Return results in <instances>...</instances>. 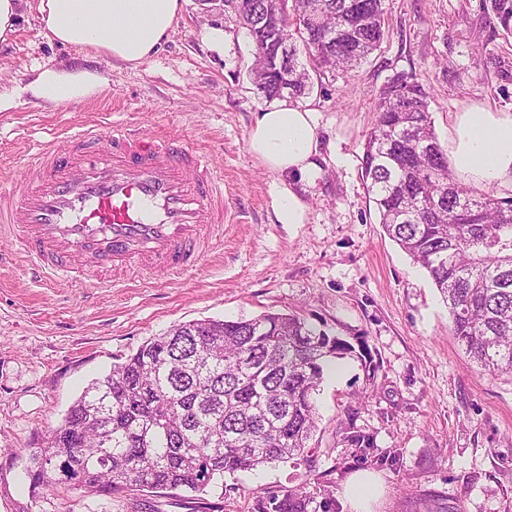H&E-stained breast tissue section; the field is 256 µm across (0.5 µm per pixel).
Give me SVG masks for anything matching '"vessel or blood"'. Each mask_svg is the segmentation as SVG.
I'll use <instances>...</instances> for the list:
<instances>
[{"mask_svg":"<svg viewBox=\"0 0 512 512\" xmlns=\"http://www.w3.org/2000/svg\"><path fill=\"white\" fill-rule=\"evenodd\" d=\"M223 222L224 183L193 144L139 128L93 126L46 143L0 192V224L49 282L192 269Z\"/></svg>","mask_w":512,"mask_h":512,"instance_id":"1","label":"vessel or blood"}]
</instances>
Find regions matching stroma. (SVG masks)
<instances>
[{
	"mask_svg": "<svg viewBox=\"0 0 512 512\" xmlns=\"http://www.w3.org/2000/svg\"><path fill=\"white\" fill-rule=\"evenodd\" d=\"M388 36L349 70L312 74L299 98L315 114L320 173L294 180L307 205L301 224L278 223L283 180L247 149L255 112L268 101L249 78L254 45L221 0H185L169 38L143 65L52 41L36 11L0 44V92L11 93L47 66L86 65L104 79L93 98L58 105L30 96L0 112V171L21 167L52 132L99 120L169 132L198 145L224 178L227 217L212 250L179 276L154 272L109 285L77 275L62 283L32 278L10 229L0 230V512H188L184 494L133 499L61 488L32 495L27 451L95 378L145 340L193 320L293 313L350 342L330 363L315 395L318 431L295 462L225 475L212 487L215 512H251L256 496L314 484L315 507L335 501L364 462L342 447L349 408L375 447L397 453L374 468L380 492L370 512H512V376L470 364L454 340L448 309L428 274L376 220L361 175L365 136L381 88L414 75L430 95L440 143L454 115L477 104L512 112V38L484 0H385ZM224 31L213 47L210 28ZM379 370L368 381L365 357Z\"/></svg>",
	"mask_w": 512,
	"mask_h": 512,
	"instance_id": "35a3bbf8",
	"label": "stroma"
}]
</instances>
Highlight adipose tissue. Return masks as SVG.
Returning <instances> with one entry per match:
<instances>
[{"label":"adipose tissue","mask_w":512,"mask_h":512,"mask_svg":"<svg viewBox=\"0 0 512 512\" xmlns=\"http://www.w3.org/2000/svg\"><path fill=\"white\" fill-rule=\"evenodd\" d=\"M53 41L136 67L155 54L174 28L183 0H35ZM104 84L88 70L42 69L30 83L39 100L80 101ZM249 152L270 171L303 180L318 171L319 138L312 110L279 103L257 112ZM454 170L473 183L512 187V113L477 105L456 113L448 136Z\"/></svg>","instance_id":"ef3b65f1"}]
</instances>
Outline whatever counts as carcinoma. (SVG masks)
Returning a JSON list of instances; mask_svg holds the SVG:
<instances>
[{
    "mask_svg": "<svg viewBox=\"0 0 512 512\" xmlns=\"http://www.w3.org/2000/svg\"><path fill=\"white\" fill-rule=\"evenodd\" d=\"M512 35V0H486ZM384 0H228L224 9L260 54L251 80L268 100L310 91L306 63L354 67L386 37ZM288 55L280 60V46ZM361 169L378 223L425 270L448 307L450 330L490 376L512 374V197L468 187L448 166L429 96L413 75L383 87ZM346 340L294 314L197 320L154 336L93 380L30 450L34 495L72 481L87 495L125 497L180 490L190 512H210L203 494L225 474L304 456L317 429L314 394ZM341 443L376 466L393 462L356 426ZM307 488L256 497L253 512H312Z\"/></svg>",
    "mask_w": 512,
    "mask_h": 512,
    "instance_id": "obj_1",
    "label": "carcinoma"
}]
</instances>
